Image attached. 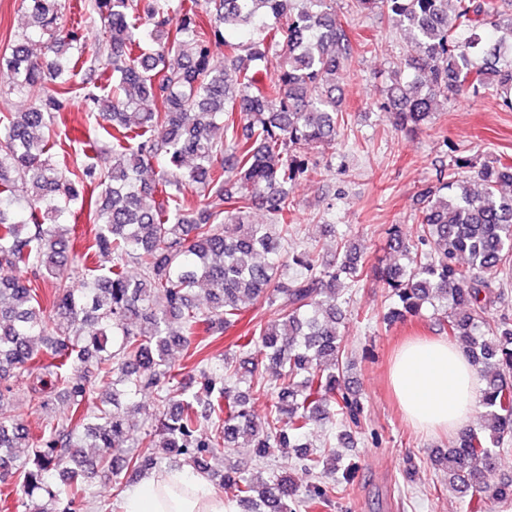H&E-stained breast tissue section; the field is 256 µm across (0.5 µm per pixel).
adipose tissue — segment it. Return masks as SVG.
<instances>
[{
	"mask_svg": "<svg viewBox=\"0 0 512 512\" xmlns=\"http://www.w3.org/2000/svg\"><path fill=\"white\" fill-rule=\"evenodd\" d=\"M390 383L409 422L454 434L467 427L483 384L460 347L424 340L402 348L390 367ZM120 512H238L235 501L205 476L169 470L151 476L123 497Z\"/></svg>",
	"mask_w": 512,
	"mask_h": 512,
	"instance_id": "1",
	"label": "adipose tissue"
}]
</instances>
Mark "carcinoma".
Instances as JSON below:
<instances>
[{"mask_svg": "<svg viewBox=\"0 0 512 512\" xmlns=\"http://www.w3.org/2000/svg\"><path fill=\"white\" fill-rule=\"evenodd\" d=\"M352 4L378 9L411 35L414 51L385 89L395 129L427 125L438 99L464 92L512 109L511 12L485 0ZM22 7L48 56H33L26 34L0 56V84L29 101L23 112L0 113V401L17 391L47 410L66 397L72 412L47 419L37 436L20 417L0 422V477L23 488L22 512H84L102 472L119 489L142 473L183 467L220 477L242 512L330 506L355 464L304 439L318 426L361 425L360 399L342 386L350 360L336 331L345 317L336 283L343 275L360 282L368 266L343 238L325 258L290 255L288 234L298 220L293 187L312 151L347 125L336 79L371 45L353 41L336 0H88L106 32L93 46L58 27L59 0ZM219 45L221 69L211 63ZM79 65L84 101L112 150L90 138L82 152L103 164L64 170L50 154L53 113L76 92ZM154 163L158 177L147 182L142 172ZM477 179L471 189L450 172L427 190L417 240L397 224L387 229L404 263L368 268L394 301L387 322L430 308L448 339L467 348L483 382L480 424L433 462L466 498V512H490L512 503V480L496 478L512 436V318L488 319L504 295L495 279L512 274V164L485 165ZM20 181L29 185L22 200ZM192 189L205 196L199 207L186 205ZM255 208L269 223L250 222ZM83 212L97 232L78 253L66 220ZM93 252L112 265L89 267ZM45 278L55 280L48 305L39 295ZM248 305L270 317L254 315L237 337L242 358L190 347L200 326L220 336ZM189 348L195 368L184 372L170 353ZM263 365L275 369L271 387L256 377ZM254 393L271 395L261 420ZM147 394L160 412L136 435L129 416ZM222 447L258 460L293 448L301 468L328 471L336 483L302 490L284 472L237 465L218 475L210 460Z\"/></svg>", "mask_w": 512, "mask_h": 512, "instance_id": "carcinoma-1", "label": "carcinoma"}]
</instances>
